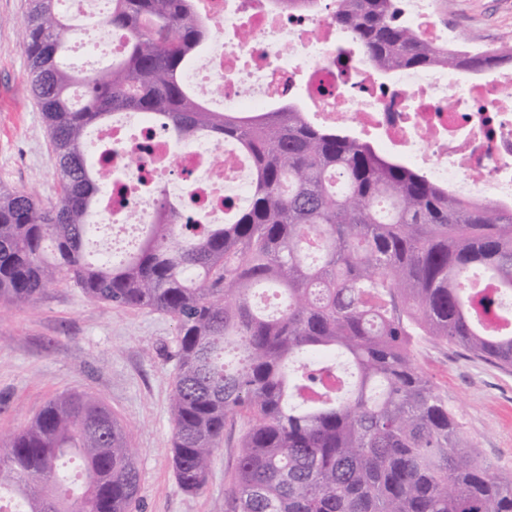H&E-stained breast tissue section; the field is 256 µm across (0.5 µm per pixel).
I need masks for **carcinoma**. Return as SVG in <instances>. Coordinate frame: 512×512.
<instances>
[{
	"label": "carcinoma",
	"mask_w": 512,
	"mask_h": 512,
	"mask_svg": "<svg viewBox=\"0 0 512 512\" xmlns=\"http://www.w3.org/2000/svg\"><path fill=\"white\" fill-rule=\"evenodd\" d=\"M334 16L383 73L512 62V41L466 61L442 51L399 20L398 0H335ZM104 25L125 50L75 71L61 63L71 18L31 0L22 46L61 196L48 208L0 188V301L66 281L170 316L174 476L201 491L225 426L245 420L230 512H512V476L466 439L416 353L443 342L512 369V329L485 325L512 296V207L458 198L294 102L212 111L182 80L209 34L195 0H112ZM130 111L178 143L233 144L249 197L222 224H174L161 190L134 247L97 260L87 220L109 173L86 135ZM139 492L132 435L91 394L53 397L0 437V512H135Z\"/></svg>",
	"instance_id": "cac0c4a2"
}]
</instances>
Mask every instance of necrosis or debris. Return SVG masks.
<instances>
[{
  "label": "necrosis or debris",
  "mask_w": 512,
  "mask_h": 512,
  "mask_svg": "<svg viewBox=\"0 0 512 512\" xmlns=\"http://www.w3.org/2000/svg\"><path fill=\"white\" fill-rule=\"evenodd\" d=\"M441 6L442 0H400L401 18L436 46L487 52V44L447 32ZM197 8L215 36L184 80L214 89L216 108L266 112L298 97L322 124L359 128L456 195L512 205V68H495L491 82L442 67L380 74L368 59L349 54L334 0L288 9L271 0H197ZM90 141L92 157L112 169L90 221L110 225L116 245L130 229L152 223L156 191L179 204L182 223L220 224L250 190L239 151L205 136L175 145L143 112L122 113L94 129Z\"/></svg>",
  "instance_id": "1"
}]
</instances>
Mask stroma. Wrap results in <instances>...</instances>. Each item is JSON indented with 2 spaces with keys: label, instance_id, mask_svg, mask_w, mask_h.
I'll return each instance as SVG.
<instances>
[{
  "label": "stroma",
  "instance_id": "stroma-1",
  "mask_svg": "<svg viewBox=\"0 0 512 512\" xmlns=\"http://www.w3.org/2000/svg\"><path fill=\"white\" fill-rule=\"evenodd\" d=\"M28 10L29 0H0V187L51 206L60 186L22 49ZM444 18L464 39H512V0H448ZM176 344L169 316L94 302L65 282L50 285L34 305L0 308V435L19 430L53 396L93 393L132 432L142 512H227L246 424H227L208 483L183 492L171 460ZM417 360L466 437L512 475V371L430 341L419 344Z\"/></svg>",
  "mask_w": 512,
  "mask_h": 512
}]
</instances>
